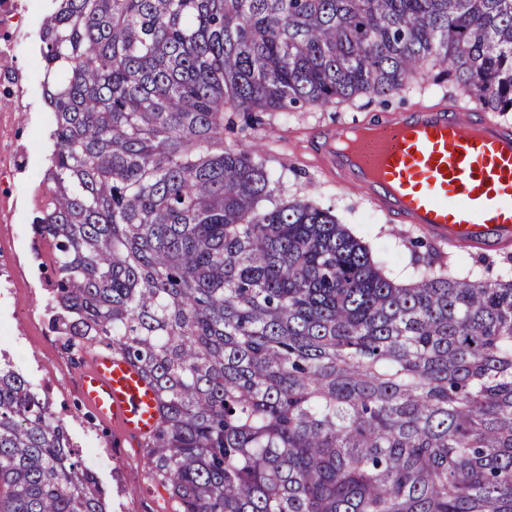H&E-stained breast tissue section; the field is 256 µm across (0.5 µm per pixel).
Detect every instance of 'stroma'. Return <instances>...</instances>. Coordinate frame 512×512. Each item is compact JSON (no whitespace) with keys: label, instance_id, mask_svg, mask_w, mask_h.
I'll return each instance as SVG.
<instances>
[{"label":"stroma","instance_id":"35a3bbf8","mask_svg":"<svg viewBox=\"0 0 512 512\" xmlns=\"http://www.w3.org/2000/svg\"><path fill=\"white\" fill-rule=\"evenodd\" d=\"M381 111L377 100L365 96L325 110L269 112L257 131L266 149V164L272 174L282 176V198L309 197L336 209L347 227L370 243L385 260L390 275L408 280L412 274L411 241H429L434 255L452 262L459 275H466L477 257H485L489 277L502 274L503 255L492 251L479 254L473 248L449 249L447 242L429 239L418 228L387 217L360 196L345 190L322 166L317 145L320 131L349 122H363ZM13 361L33 385L49 384L57 408L73 415L72 439L78 448L112 449L111 458L100 461L95 474L110 496L111 512H172L168 491L151 482L139 443L118 440L113 429L92 424L77 392L79 368L61 355L52 335L30 337L12 355Z\"/></svg>","mask_w":512,"mask_h":512}]
</instances>
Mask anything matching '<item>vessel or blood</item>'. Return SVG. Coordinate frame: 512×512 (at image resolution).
<instances>
[{
  "label": "vessel or blood",
  "mask_w": 512,
  "mask_h": 512,
  "mask_svg": "<svg viewBox=\"0 0 512 512\" xmlns=\"http://www.w3.org/2000/svg\"><path fill=\"white\" fill-rule=\"evenodd\" d=\"M350 151L324 131L322 150L339 181L376 208L452 247L494 251L512 244V128L473 109L384 112ZM82 404L119 438L140 441L159 424L153 386L128 360L101 351L77 379Z\"/></svg>",
  "instance_id": "obj_1"
}]
</instances>
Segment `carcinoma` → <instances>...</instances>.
Returning <instances> with one entry per match:
<instances>
[{
	"label": "carcinoma",
	"mask_w": 512,
	"mask_h": 512,
	"mask_svg": "<svg viewBox=\"0 0 512 512\" xmlns=\"http://www.w3.org/2000/svg\"><path fill=\"white\" fill-rule=\"evenodd\" d=\"M33 234L49 329L155 389L173 512H512V275L409 282L333 210L277 203L259 112L421 76L512 112V0H52ZM0 356V512H108Z\"/></svg>",
	"instance_id": "carcinoma-1"
}]
</instances>
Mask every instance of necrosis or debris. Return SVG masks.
Masks as SVG:
<instances>
[{
	"label": "necrosis or debris",
	"mask_w": 512,
	"mask_h": 512,
	"mask_svg": "<svg viewBox=\"0 0 512 512\" xmlns=\"http://www.w3.org/2000/svg\"><path fill=\"white\" fill-rule=\"evenodd\" d=\"M31 15L29 0H0V288L6 289L13 306L10 316L0 317V336L14 340L35 335L38 329L33 310L21 306L23 291L31 283L13 234L45 191L44 183L23 178L33 159L23 143L33 78L18 65L17 54L30 31Z\"/></svg>",
	"instance_id": "necrosis-or-debris-1"
}]
</instances>
